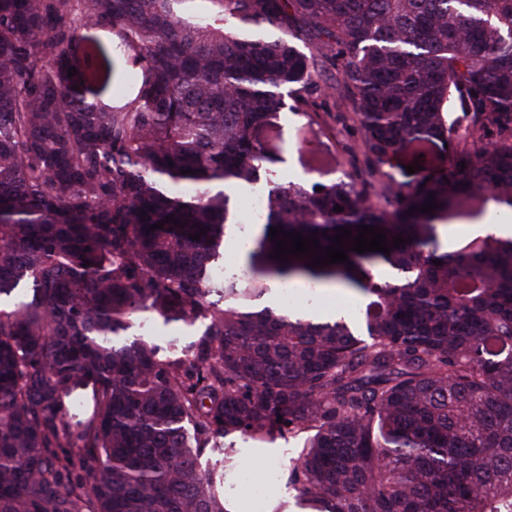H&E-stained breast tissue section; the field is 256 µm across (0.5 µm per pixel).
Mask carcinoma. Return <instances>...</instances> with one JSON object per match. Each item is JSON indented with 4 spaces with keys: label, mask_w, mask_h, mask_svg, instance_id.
Masks as SVG:
<instances>
[{
    "label": "carcinoma",
    "mask_w": 512,
    "mask_h": 512,
    "mask_svg": "<svg viewBox=\"0 0 512 512\" xmlns=\"http://www.w3.org/2000/svg\"><path fill=\"white\" fill-rule=\"evenodd\" d=\"M327 62L364 165L318 192L257 130L320 123ZM413 139L448 169L403 190ZM260 182L243 278L214 281L232 192ZM509 216L512 0H0V512H229L242 436L302 440L283 477L311 512H512V238L440 250ZM363 224L407 242L274 259L272 227L327 248ZM292 283L347 286L362 317L263 303ZM172 321L203 331L157 343ZM134 80L129 79L125 74L124 61L120 57L115 58L114 65V100L125 101L133 95ZM450 149L445 148V143L428 142L416 140L407 144L401 154L396 166L391 170L397 186L414 185L426 173V167L432 172L446 170L448 168V157ZM424 154V157H420ZM415 159H418L419 166L424 170L414 169V174H407L404 165H415Z\"/></svg>",
    "instance_id": "cac0c4a2"
}]
</instances>
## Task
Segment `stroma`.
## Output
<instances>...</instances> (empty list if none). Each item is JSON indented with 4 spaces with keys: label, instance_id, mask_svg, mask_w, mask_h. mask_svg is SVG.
<instances>
[{
    "label": "stroma",
    "instance_id": "stroma-1",
    "mask_svg": "<svg viewBox=\"0 0 512 512\" xmlns=\"http://www.w3.org/2000/svg\"><path fill=\"white\" fill-rule=\"evenodd\" d=\"M322 102L328 112L324 124L308 123L306 118L284 109L259 129L258 137L270 157L268 165L283 180L330 185L360 166L359 136L345 118L344 101L330 89ZM448 157L449 150L442 142H410L392 170L394 180L400 186L416 184L422 168L433 172L447 169ZM414 163L420 164V171L407 173V166ZM258 488L277 495L279 478L269 465L249 453L237 475L236 489L249 495Z\"/></svg>",
    "mask_w": 512,
    "mask_h": 512
}]
</instances>
